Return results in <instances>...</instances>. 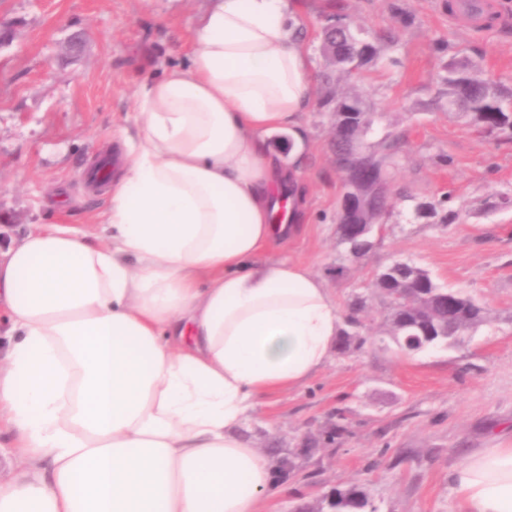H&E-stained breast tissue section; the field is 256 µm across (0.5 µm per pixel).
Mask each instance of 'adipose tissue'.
I'll list each match as a JSON object with an SVG mask.
<instances>
[{
    "label": "adipose tissue",
    "instance_id": "adipose-tissue-1",
    "mask_svg": "<svg viewBox=\"0 0 512 512\" xmlns=\"http://www.w3.org/2000/svg\"><path fill=\"white\" fill-rule=\"evenodd\" d=\"M311 65L293 0H215L188 62L140 87L106 236L42 224L0 252V427L27 464L0 512H260L273 474L242 429L342 323L310 265L265 257L299 231L267 138L304 134ZM453 482L463 512H512V447Z\"/></svg>",
    "mask_w": 512,
    "mask_h": 512
}]
</instances>
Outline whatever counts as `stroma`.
Masks as SVG:
<instances>
[{
    "label": "stroma",
    "instance_id": "obj_1",
    "mask_svg": "<svg viewBox=\"0 0 512 512\" xmlns=\"http://www.w3.org/2000/svg\"><path fill=\"white\" fill-rule=\"evenodd\" d=\"M314 81L331 67L324 26L342 21L374 41L378 58L339 91L374 115L372 151L400 141L391 208L362 257L337 232L343 187L334 116L306 113L307 138L269 136L307 183L306 224L267 254L311 264L341 315H355L346 350L306 387L261 398L245 434L267 455L276 485L264 512L322 507L335 489L368 488L378 512H461L452 472L475 449L512 444V142L484 136L448 110L445 66L462 57L512 90V0H490L474 30L446 0H296ZM210 0H0V252L40 224L100 231L108 199L82 176L136 122L139 86L186 60ZM448 198L460 220L419 219L416 204ZM408 261L487 311L457 344L401 353L374 276ZM340 435H333V428Z\"/></svg>",
    "mask_w": 512,
    "mask_h": 512
}]
</instances>
